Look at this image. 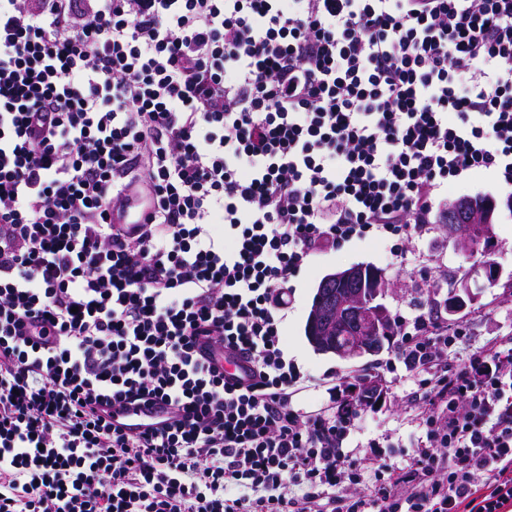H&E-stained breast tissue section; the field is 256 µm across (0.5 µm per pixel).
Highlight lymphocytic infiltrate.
<instances>
[{"label":"lymphocytic infiltrate","mask_w":512,"mask_h":512,"mask_svg":"<svg viewBox=\"0 0 512 512\" xmlns=\"http://www.w3.org/2000/svg\"><path fill=\"white\" fill-rule=\"evenodd\" d=\"M474 173L512 186V0H0V512H512V347L417 316L413 461L339 496L360 401L294 410L282 343L312 256ZM167 415V409L164 405H155L149 409L130 410L118 413L115 415L114 420L126 427L132 428L137 426L130 425L143 424L140 428L144 429L147 427L144 424L166 418Z\"/></svg>","instance_id":"1"}]
</instances>
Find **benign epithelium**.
Returning <instances> with one entry per match:
<instances>
[{
  "mask_svg": "<svg viewBox=\"0 0 512 512\" xmlns=\"http://www.w3.org/2000/svg\"><path fill=\"white\" fill-rule=\"evenodd\" d=\"M495 205L483 204L475 222L451 228L450 237L458 250L468 254L480 244V237L491 231ZM388 292L381 272L363 264L326 276L319 293L328 302L315 308L309 319L311 343L345 360L374 356L386 328L393 323L383 303Z\"/></svg>",
  "mask_w": 512,
  "mask_h": 512,
  "instance_id": "obj_1",
  "label": "benign epithelium"
}]
</instances>
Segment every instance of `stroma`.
<instances>
[{
	"instance_id": "35a3bbf8",
	"label": "stroma",
	"mask_w": 512,
	"mask_h": 512,
	"mask_svg": "<svg viewBox=\"0 0 512 512\" xmlns=\"http://www.w3.org/2000/svg\"><path fill=\"white\" fill-rule=\"evenodd\" d=\"M464 196H485L497 204L491 235L482 242L479 254L458 251L445 225L436 224L424 238L404 244V258L394 257L388 241L371 235L313 256L292 281L295 301L284 323V341L300 370L302 389L294 398L296 409L336 413L338 403L331 398L330 388L339 383L360 385L367 375L378 376L385 390L381 403L361 406L356 428L343 443L346 453L362 463L365 476H372L374 458L380 453L393 468L403 469L410 463L413 450L408 437L420 422L416 386L397 359L400 339H393L379 354L356 361L319 352L309 343L305 326L318 285L326 275L351 266H374L388 281L386 306L393 316L409 322L418 314L444 309L457 286L466 282L475 298L448 319L449 325L463 332L461 342L448 349L449 361L486 344L512 345V208L505 205L512 188L492 175L478 173L449 187V199ZM487 261L498 270L493 286L482 270Z\"/></svg>"
}]
</instances>
